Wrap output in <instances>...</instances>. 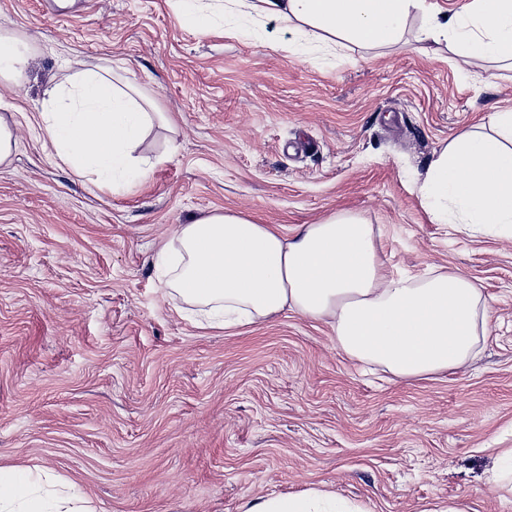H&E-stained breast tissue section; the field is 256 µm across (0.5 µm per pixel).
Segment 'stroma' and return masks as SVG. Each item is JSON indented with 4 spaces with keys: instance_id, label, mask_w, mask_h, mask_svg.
Listing matches in <instances>:
<instances>
[{
    "instance_id": "1",
    "label": "stroma",
    "mask_w": 512,
    "mask_h": 512,
    "mask_svg": "<svg viewBox=\"0 0 512 512\" xmlns=\"http://www.w3.org/2000/svg\"><path fill=\"white\" fill-rule=\"evenodd\" d=\"M0 0V33L32 47L0 87L16 146L0 165V465L66 485L90 512H242L310 487L370 512L456 498L512 512L490 490L512 448V239L431 223L415 178L488 113L512 110V67L464 72L446 44L319 61L256 31L187 26L171 0ZM128 77L169 127L115 190L76 176L38 121L45 90L81 69ZM381 233L398 277L462 272L491 306L464 370L398 381L362 372L329 325L288 311L224 330L166 289L170 229L219 210L284 234L334 211Z\"/></svg>"
}]
</instances>
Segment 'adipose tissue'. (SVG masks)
Masks as SVG:
<instances>
[{
  "instance_id": "1",
  "label": "adipose tissue",
  "mask_w": 512,
  "mask_h": 512,
  "mask_svg": "<svg viewBox=\"0 0 512 512\" xmlns=\"http://www.w3.org/2000/svg\"><path fill=\"white\" fill-rule=\"evenodd\" d=\"M190 27L224 19L254 28L277 21L283 48L303 57L348 46L374 51L402 43L411 15L417 41H444L459 68L512 57V0H475L465 18L427 0H174ZM58 158L102 188L139 179V155L155 118L153 101L109 72L75 73L44 92L39 114ZM431 223L475 224L512 237V112H493L435 154L418 178ZM178 248L169 291L216 326L251 325L286 310L324 320L350 359L392 376L427 379L467 366L488 335L489 305L465 274L434 268L394 277L379 255L373 225L350 211L301 225L294 237L243 213L210 212L171 228ZM0 512H83L75 496L46 490L26 467L0 466ZM243 512H366L331 491L259 496Z\"/></svg>"
}]
</instances>
